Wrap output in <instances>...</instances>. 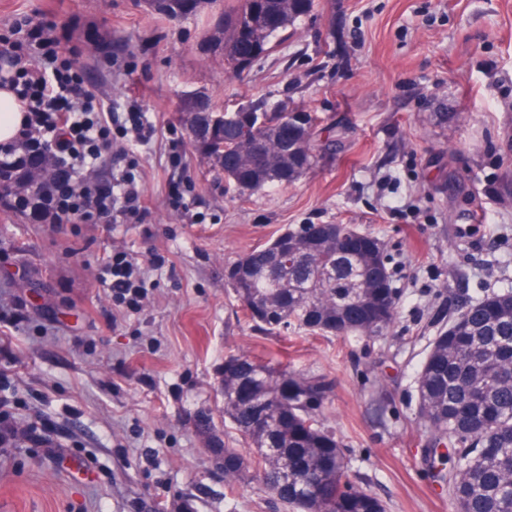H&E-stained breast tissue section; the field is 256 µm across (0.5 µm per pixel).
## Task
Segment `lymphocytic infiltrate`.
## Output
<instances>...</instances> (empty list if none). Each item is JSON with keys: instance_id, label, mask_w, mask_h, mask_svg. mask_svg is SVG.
Here are the masks:
<instances>
[{"instance_id": "f902f5d3", "label": "lymphocytic infiltrate", "mask_w": 512, "mask_h": 512, "mask_svg": "<svg viewBox=\"0 0 512 512\" xmlns=\"http://www.w3.org/2000/svg\"><path fill=\"white\" fill-rule=\"evenodd\" d=\"M7 57L0 64V88L11 90L24 114L16 138L0 144V176L9 188L0 211L18 213L33 224H100L140 211L142 190L127 172L91 181L80 171L113 164V108L98 104L74 57L66 33L53 22L24 18L0 33ZM103 274L112 298L138 308L141 289L134 263L115 253Z\"/></svg>"}]
</instances>
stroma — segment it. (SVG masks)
<instances>
[{
  "label": "stroma",
  "instance_id": "35a3bbf8",
  "mask_svg": "<svg viewBox=\"0 0 512 512\" xmlns=\"http://www.w3.org/2000/svg\"><path fill=\"white\" fill-rule=\"evenodd\" d=\"M25 15L73 24L97 98L138 102L156 135L136 150L145 208L127 223L0 212V435L15 433L0 442V512H294L228 488L211 447L239 352L333 381L329 424L388 512H452L420 454L416 375L449 312L512 282V0H315L239 75L195 19L150 0H0V31ZM196 91L229 111L317 113L329 147L293 185L238 193L185 126ZM297 224L380 239L400 296L385 335L245 322L228 268ZM115 250L141 267V309L100 280Z\"/></svg>",
  "mask_w": 512,
  "mask_h": 512
}]
</instances>
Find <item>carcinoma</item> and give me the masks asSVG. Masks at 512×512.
Returning a JSON list of instances; mask_svg holds the SVG:
<instances>
[{"mask_svg":"<svg viewBox=\"0 0 512 512\" xmlns=\"http://www.w3.org/2000/svg\"><path fill=\"white\" fill-rule=\"evenodd\" d=\"M167 18L192 15L203 28L202 0H150ZM313 0H225L224 28H216L208 46L224 55L228 70L237 43L260 39L265 54L293 31L311 11ZM272 13L278 24L266 33L249 29L248 16ZM204 100L191 95L183 103L185 125L211 116L199 111ZM309 139L293 152L274 146L285 112L262 113L257 140L267 146L253 153L241 141L243 118L224 113V126L196 143L224 180L238 189L258 191L295 182L317 161L320 118L307 113ZM237 150L245 163L224 167V152ZM286 246L294 254L286 271L267 246L237 262L240 277L230 282L247 322L267 331L294 327L310 334L386 333L396 314V293L373 287V260L337 255L336 235L311 237L300 226L287 227ZM373 317L359 327L349 322L354 305ZM236 363L224 374V422L252 448L250 455L224 439V480L230 486L254 481L272 501L299 512H386L383 501L349 478L345 445L327 424L332 385L324 376L296 372L272 358L230 355ZM288 380L283 401L276 386ZM416 387L420 417L428 425L424 460L433 478L447 485L453 512H512V289L467 302L429 345Z\"/></svg>","mask_w":512,"mask_h":512,"instance_id":"1","label":"carcinoma"}]
</instances>
